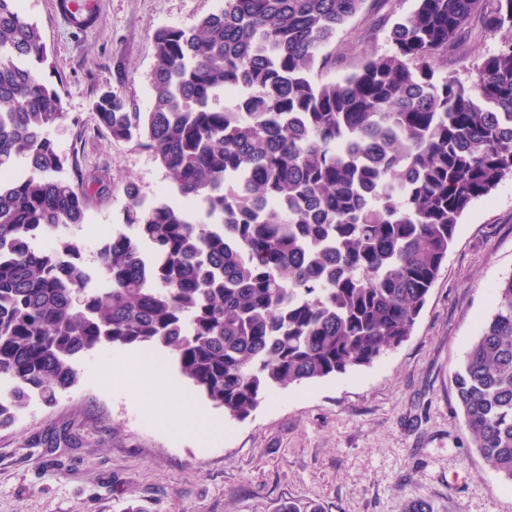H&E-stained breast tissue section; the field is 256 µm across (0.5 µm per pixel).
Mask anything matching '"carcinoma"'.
<instances>
[{"mask_svg": "<svg viewBox=\"0 0 512 512\" xmlns=\"http://www.w3.org/2000/svg\"><path fill=\"white\" fill-rule=\"evenodd\" d=\"M368 0H224L154 36L152 105L124 78L92 104L187 201L134 194L123 229L82 247L91 191L48 131L67 118L22 0H0V427L78 381L104 345L167 354L216 408L370 366L408 336L464 212L512 174V37L463 82L435 76L474 20L512 33V0H417L391 48L339 81L322 53ZM233 91L229 106L224 92ZM53 248L29 241L43 234ZM472 445L512 483V274L454 374Z\"/></svg>", "mask_w": 512, "mask_h": 512, "instance_id": "cac0c4a2", "label": "carcinoma"}]
</instances>
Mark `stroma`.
Listing matches in <instances>:
<instances>
[{
    "instance_id": "obj_1",
    "label": "stroma",
    "mask_w": 512,
    "mask_h": 512,
    "mask_svg": "<svg viewBox=\"0 0 512 512\" xmlns=\"http://www.w3.org/2000/svg\"><path fill=\"white\" fill-rule=\"evenodd\" d=\"M37 22L66 120L50 131L60 153L76 157L94 195L72 236L89 267L102 239L123 223L126 182L150 204L165 185L151 152L112 140L92 112L94 98L125 68L124 93L140 112L151 106L154 36L220 11L224 0H98L100 22L78 36L56 17L53 0H22ZM416 0H387L385 26L369 33L365 17L349 21L327 51L340 80L389 50L391 24ZM505 32L475 30L461 52L436 65L438 76L467 80L468 67L497 51ZM512 274V176L463 214L448 259L410 336L370 366L304 385L277 388L243 419L225 416L164 362L176 390L220 438L201 444L150 421L105 371L126 349L103 347L76 361L79 381L54 405L32 400L0 429V512H280L290 501L320 512H407L415 501L434 512H512V483L473 448L456 405L453 373L493 313V291Z\"/></svg>"
}]
</instances>
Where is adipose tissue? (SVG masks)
I'll use <instances>...</instances> for the list:
<instances>
[{
  "instance_id": "obj_1",
  "label": "adipose tissue",
  "mask_w": 512,
  "mask_h": 512,
  "mask_svg": "<svg viewBox=\"0 0 512 512\" xmlns=\"http://www.w3.org/2000/svg\"><path fill=\"white\" fill-rule=\"evenodd\" d=\"M106 380L125 389L147 417L166 422L177 430L191 432L200 443H207L221 432L218 422L200 418L194 405L179 396L153 357L140 355L113 366L107 372Z\"/></svg>"
}]
</instances>
